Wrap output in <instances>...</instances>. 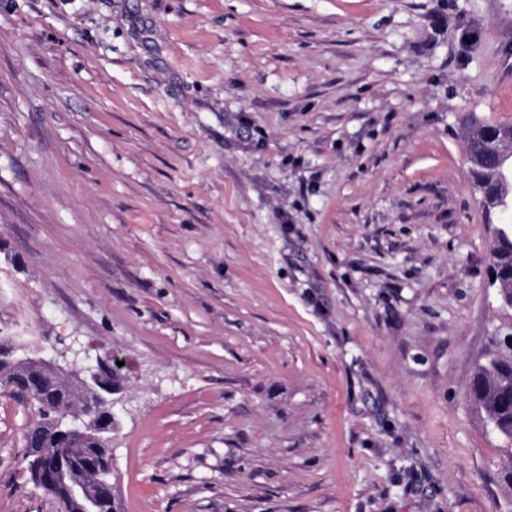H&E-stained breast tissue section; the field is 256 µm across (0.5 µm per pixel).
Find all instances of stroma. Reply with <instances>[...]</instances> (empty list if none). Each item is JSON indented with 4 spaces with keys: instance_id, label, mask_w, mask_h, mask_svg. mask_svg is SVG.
Wrapping results in <instances>:
<instances>
[{
    "instance_id": "1",
    "label": "stroma",
    "mask_w": 512,
    "mask_h": 512,
    "mask_svg": "<svg viewBox=\"0 0 512 512\" xmlns=\"http://www.w3.org/2000/svg\"><path fill=\"white\" fill-rule=\"evenodd\" d=\"M472 116L512 0H0V336L122 357L120 512H512ZM510 332L497 331L470 379L468 396L484 409L490 423L496 426L497 435L510 449L512 455V355L508 352L506 338Z\"/></svg>"
}]
</instances>
